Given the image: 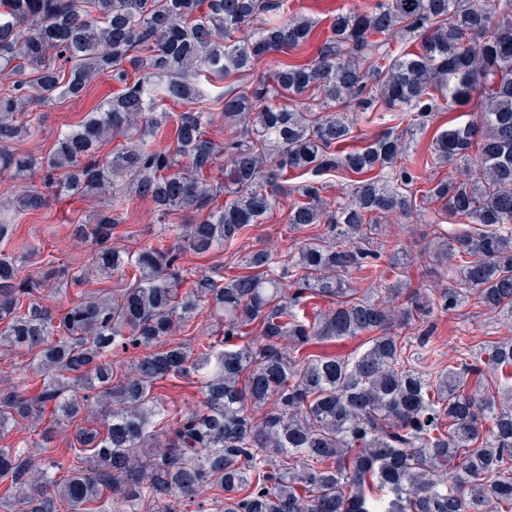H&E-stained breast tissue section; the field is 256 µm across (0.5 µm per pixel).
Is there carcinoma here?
Segmentation results:
<instances>
[{
    "mask_svg": "<svg viewBox=\"0 0 512 512\" xmlns=\"http://www.w3.org/2000/svg\"><path fill=\"white\" fill-rule=\"evenodd\" d=\"M253 25L251 37L236 33ZM316 22L288 0H0V174L39 178L60 198L107 195L72 233L96 246L92 267L21 275L0 252V346L29 356L34 376L0 393V436L57 430L97 412L73 453L86 464L0 447V482L20 512H181L216 489L215 512H512V388L467 387L483 364L512 381V339L483 340L453 365L414 367L429 354L435 312L473 301L512 318V0H375L336 12L314 60L277 67L246 90L214 95L195 82L247 75L262 58L305 45ZM419 50L401 52L393 40ZM105 75L121 86L43 155L15 144L34 135L38 108L81 96ZM483 88L478 120L432 141L434 159L464 180L421 176L407 149L435 113ZM165 100L190 105L159 134ZM399 108L403 128L358 147L352 112ZM230 137L208 136L214 111ZM124 142L102 153L110 139ZM224 166V185H212ZM344 172L326 200L324 176ZM292 231L323 230L287 254L253 246L242 271L202 273L184 289L190 252L231 247L288 193ZM224 203L214 205L219 196ZM150 199L169 245H111L117 210ZM32 186L0 182V242L42 209ZM461 228L443 234L432 209ZM389 215L433 227L432 294L378 273V227ZM129 279L83 296L58 317L35 292L57 294L91 276ZM207 308L218 338L182 336ZM366 334L355 357L309 352L320 340ZM140 354L132 376L112 368ZM166 378L197 379L201 406L172 419L154 394ZM52 420L42 425L46 410Z\"/></svg>",
    "mask_w": 512,
    "mask_h": 512,
    "instance_id": "carcinoma-1",
    "label": "carcinoma"
}]
</instances>
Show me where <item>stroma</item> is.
<instances>
[{"label":"stroma","mask_w":512,"mask_h":512,"mask_svg":"<svg viewBox=\"0 0 512 512\" xmlns=\"http://www.w3.org/2000/svg\"><path fill=\"white\" fill-rule=\"evenodd\" d=\"M372 2L373 0H295L294 11L310 15L317 21L310 41L299 50L267 56L256 70L248 75V82L260 81L271 69L280 64L304 62L315 58L318 45L329 33V24L336 10L366 6ZM118 91V86L110 79L99 76L91 81L82 97L42 108L38 132L20 142L19 150L37 154L47 153L61 130L76 125L87 112L111 99ZM481 102V95L475 94L466 105L437 113L430 120L426 131L412 142L410 152L416 159L425 162L428 178H448L454 172L453 167L431 163V143L435 135L446 130L449 122L460 123L470 120L473 113L479 112ZM294 201L295 198L291 195L280 198L278 205L266 216L264 222L253 225L231 248L203 257L187 258L184 263L185 281L194 280L199 272L212 267L229 268L238 265L243 254L259 242L267 244L281 254L293 250L303 239L302 234L290 231L285 221L288 208ZM102 204V199L90 197L71 198L65 201L49 199L43 209L27 215L16 225L14 235L6 245L5 251L18 258L22 271L26 274L37 271L42 258L47 256L69 267L91 266L93 245L73 238L71 229L74 224L88 221ZM159 230L153 206L144 198L133 203L129 211L123 214L121 224L117 225L112 233V243L130 250L147 245L156 246L162 242ZM378 238L383 241L387 253L403 249L410 253L411 265L406 276L412 287L434 290L447 287V280L425 276L422 250L428 241L423 238L421 232L409 231L407 221L388 218L380 225ZM430 326L433 336L432 355L416 362L417 368L423 371L431 370L438 364L445 366L455 362L460 356L462 342L512 338V319L488 312L474 303L462 307L459 312L453 314H434Z\"/></svg>","instance_id":"35a3bbf8"}]
</instances>
